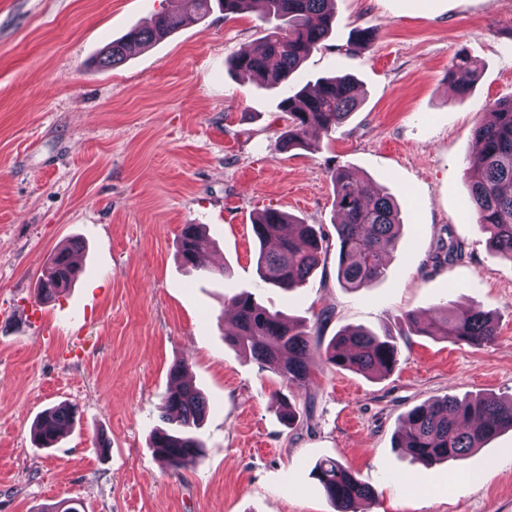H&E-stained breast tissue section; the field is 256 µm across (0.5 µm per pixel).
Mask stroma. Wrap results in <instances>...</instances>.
Wrapping results in <instances>:
<instances>
[{"instance_id": "stroma-1", "label": "stroma", "mask_w": 512, "mask_h": 512, "mask_svg": "<svg viewBox=\"0 0 512 512\" xmlns=\"http://www.w3.org/2000/svg\"><path fill=\"white\" fill-rule=\"evenodd\" d=\"M174 0H0V512H334L313 476L325 458L371 486L367 512H512V431L451 468L397 448L414 406L453 395L512 398V260L492 251L470 207L475 129L512 99V0H336L330 36L294 83L352 74L361 106L315 151L280 150L278 91L228 69L264 34L260 12L219 8L114 68L103 48ZM376 35L353 43L355 29ZM479 66L467 97L449 72ZM397 201L400 245L382 277L353 290L336 255L285 293L256 273L252 223L274 208L335 235L331 173ZM212 241L204 269L178 258L183 225ZM81 241L89 275L50 300L38 278ZM454 242L461 260L432 256ZM307 325L388 331L399 362L371 379L309 357L310 383L285 385L225 344L230 298ZM454 302L491 314L474 347L408 333L404 313ZM87 308L79 325L71 319ZM326 322H319L322 312ZM187 362L208 401L204 457L171 470L153 453L169 370ZM302 417L280 419L278 394ZM80 417L56 447L31 426L47 408Z\"/></svg>"}]
</instances>
